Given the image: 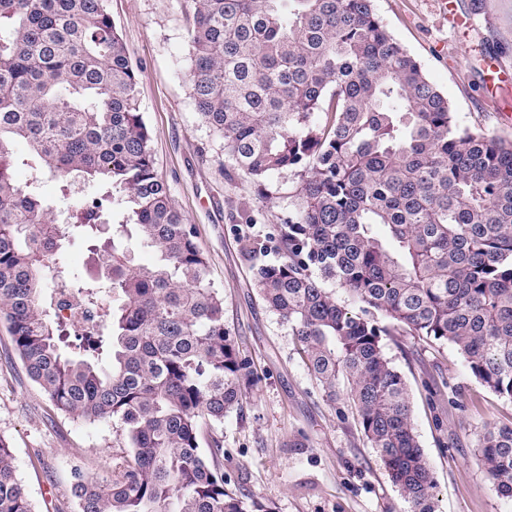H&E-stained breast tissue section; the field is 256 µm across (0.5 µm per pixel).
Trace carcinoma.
Segmentation results:
<instances>
[{
	"instance_id": "obj_1",
	"label": "carcinoma",
	"mask_w": 512,
	"mask_h": 512,
	"mask_svg": "<svg viewBox=\"0 0 512 512\" xmlns=\"http://www.w3.org/2000/svg\"><path fill=\"white\" fill-rule=\"evenodd\" d=\"M182 7L194 106L224 161L261 186L300 178L274 236L280 258L257 265L260 296L327 396L344 385L411 512H434L411 393L380 337L450 343L512 402V141L460 126L373 0ZM17 141L62 187L80 177L102 191L55 210L17 180ZM52 224L75 225L103 269V282H74L83 300L95 308L112 292L71 351L48 288L64 278L66 236ZM119 242L158 260L134 265ZM208 266L156 170L107 0H0V321L59 413L115 424L128 448L106 482L75 474L78 512H271L227 489L212 424L241 409L246 367ZM478 460L512 498V423L485 426ZM0 512H33L2 439Z\"/></svg>"
}]
</instances>
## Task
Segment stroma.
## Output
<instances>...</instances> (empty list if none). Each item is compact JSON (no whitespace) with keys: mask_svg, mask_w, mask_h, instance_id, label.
<instances>
[{"mask_svg":"<svg viewBox=\"0 0 512 512\" xmlns=\"http://www.w3.org/2000/svg\"><path fill=\"white\" fill-rule=\"evenodd\" d=\"M392 37L447 98L458 122L512 140V121L485 96L484 61L512 66V0H456L475 27L461 32L438 0H373ZM138 77L140 110L159 175L224 295V324L249 367L242 408L218 426L230 490L273 512H410L364 437L344 395L328 398L296 351L287 323L262 300L249 252L274 234L298 179L271 176L269 194L225 163L222 142L190 96L189 46L179 0H109ZM381 345L404 375L413 419L434 473L435 512H512L477 460L488 422H512V403L483 388L449 344L403 335ZM0 437L9 444L34 512H77L74 471L106 481L124 440L109 422L54 410L26 375L0 323Z\"/></svg>","mask_w":512,"mask_h":512,"instance_id":"obj_1","label":"stroma"}]
</instances>
